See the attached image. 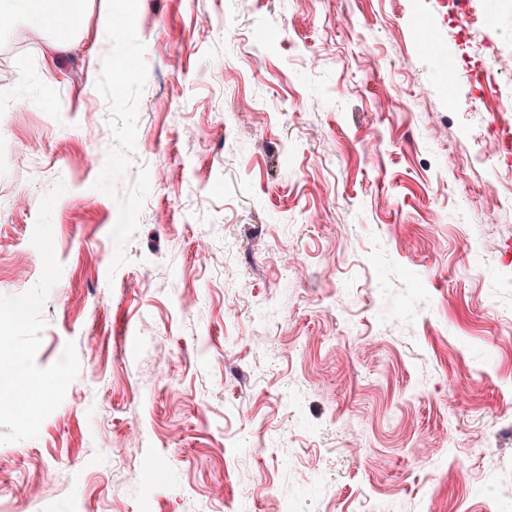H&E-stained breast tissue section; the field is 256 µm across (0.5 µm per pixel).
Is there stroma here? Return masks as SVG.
<instances>
[{
	"label": "stroma",
	"instance_id": "1",
	"mask_svg": "<svg viewBox=\"0 0 512 512\" xmlns=\"http://www.w3.org/2000/svg\"><path fill=\"white\" fill-rule=\"evenodd\" d=\"M497 48L512 0L1 26L0 365L46 389L0 408V512H512V111L463 62Z\"/></svg>",
	"mask_w": 512,
	"mask_h": 512
}]
</instances>
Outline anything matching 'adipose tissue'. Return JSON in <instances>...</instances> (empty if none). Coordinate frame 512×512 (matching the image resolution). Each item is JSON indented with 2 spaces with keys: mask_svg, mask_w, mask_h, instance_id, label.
I'll return each mask as SVG.
<instances>
[{
  "mask_svg": "<svg viewBox=\"0 0 512 512\" xmlns=\"http://www.w3.org/2000/svg\"><path fill=\"white\" fill-rule=\"evenodd\" d=\"M87 0H0V22L20 16L40 29L71 30Z\"/></svg>",
  "mask_w": 512,
  "mask_h": 512,
  "instance_id": "obj_1",
  "label": "adipose tissue"
}]
</instances>
